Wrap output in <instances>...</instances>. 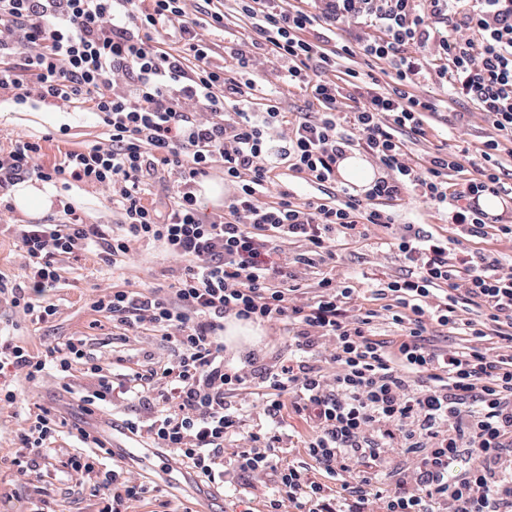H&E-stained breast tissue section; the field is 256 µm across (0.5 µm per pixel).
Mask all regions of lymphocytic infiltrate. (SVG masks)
I'll return each mask as SVG.
<instances>
[{
	"instance_id": "lymphocytic-infiltrate-1",
	"label": "lymphocytic infiltrate",
	"mask_w": 512,
	"mask_h": 512,
	"mask_svg": "<svg viewBox=\"0 0 512 512\" xmlns=\"http://www.w3.org/2000/svg\"><path fill=\"white\" fill-rule=\"evenodd\" d=\"M133 2L0 0V93L18 105L37 100L95 112L108 130L107 145L67 151L48 169L36 162L39 143L15 140L0 154V195L26 174L71 180L111 191L122 216L110 233L83 223L67 202L49 223L19 225L28 280L0 276V302L50 322L57 309L39 297L61 278L58 258L91 252L117 270L134 243H157L187 262L169 288H105L91 307L110 314L121 335L160 336L171 354L116 376L80 337L38 354L0 341V371L14 369L30 383L48 367L63 380L81 373L92 381L78 396L89 416L117 399L152 401L158 415L126 420L130 434L219 487L224 449L233 446L241 472L273 479L265 512H512V270L495 255L464 244L452 249L405 228L395 245L407 274L373 290L402 332L394 350L372 335L379 311L348 315L351 281L326 275L307 302L293 300L301 271L335 263L334 243L366 240L369 225L391 228L395 206L411 193L446 210L449 223L471 236L491 230L512 238L511 219L473 205L506 193L499 154L512 145V0H238L253 36L250 49L232 57L244 66L253 49L264 50L284 84L308 92L317 111L295 121L277 100L260 99L255 81L211 64L185 0H146L139 9ZM343 24L355 32L339 47L329 32ZM169 35L178 50L165 49ZM358 52L385 63L388 84L337 71L338 59ZM23 70L32 81L20 78ZM432 80L451 99L471 101L497 132L457 189L448 176L463 172V152L440 148L418 162L401 140L425 136L423 115L437 106L416 88ZM346 86L355 96L342 113ZM279 125L288 133L277 140L271 131ZM354 149L381 171L362 195L348 192L333 204L285 189L277 201H261L280 165L305 182L332 185ZM215 163L235 194L205 219L194 185ZM162 171L176 175L177 189L160 209L146 197L150 177ZM283 240L302 252L275 260ZM474 307L495 324L506 352L431 343L432 323L485 338L466 317ZM230 317L282 322L288 360L247 370L226 365ZM325 343L331 375L315 357ZM251 385L263 391L267 423L249 429L244 409L227 397ZM287 395L312 423L305 464L283 458L288 435L279 414ZM64 425L50 409L28 411L11 461L19 476L44 469ZM75 438L66 466L88 477L97 512H128L145 497L144 482L108 466L112 451L98 431L79 425ZM397 448L411 454L412 466L395 475L388 460ZM352 471L356 479L347 480Z\"/></svg>"
}]
</instances>
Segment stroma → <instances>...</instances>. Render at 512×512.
Here are the masks:
<instances>
[{"label": "stroma", "mask_w": 512, "mask_h": 512, "mask_svg": "<svg viewBox=\"0 0 512 512\" xmlns=\"http://www.w3.org/2000/svg\"><path fill=\"white\" fill-rule=\"evenodd\" d=\"M457 125L454 111H441L427 118V135L417 138L405 135L406 148L412 156L421 157L445 145L452 128ZM37 140L42 146L39 165L50 168L58 163L68 150H84L108 140L105 127L90 112H69L48 103L16 107L12 102L0 100V151L9 150L18 138ZM54 202L48 215H27L6 206L0 199V275L9 279H23L27 273L26 259L18 247L16 227L36 224L45 217H57L63 202H70L87 224L112 226L120 221V214L112 204L110 191L87 184L73 185L63 190L52 187ZM415 225L426 234L443 238H457L458 232L448 224L444 214L429 202L417 196L406 197L393 229L370 227L369 245L348 244L338 249L339 258L334 269L337 279L360 281L362 274L380 280L404 274L406 267L394 248L378 247V240H391L393 234L403 232L405 225ZM61 279L56 288L47 292L45 301L55 304L57 314L48 323H37L24 314L0 304V327L5 328L8 340L30 351L43 350L50 343L70 337L89 341L94 353L102 361L118 355H132L143 359L150 355L163 358L168 350L160 337L143 333L130 337L128 342L116 340L112 334V319L108 314L93 311L90 300L96 287L141 290L167 286L178 277L185 263L171 258L157 244H135L119 277L105 278L93 255L82 254L62 259ZM0 378L15 380L26 391L27 406L40 405L61 412L67 420L79 415L77 405L71 404L68 393L63 392L54 370L48 369L36 383L24 377L12 376L10 371L0 372ZM148 403L144 400H117L107 405L97 418V424L108 438L121 463L139 474L149 484L145 499L134 503L130 512H163L162 501H170L178 512L182 507L206 504L209 512H260L262 502L270 492L269 479L251 480L250 477L227 471L223 493L204 496L186 468H173L161 456L141 449L139 443L129 439L123 429L125 419L144 415ZM21 424L15 410L0 411V512H28L30 502L47 499L51 512H95V499L90 482L81 474L64 472L63 464L76 448L74 438L59 439L52 453V464L40 474L17 477L9 461L18 449L17 433Z\"/></svg>", "instance_id": "obj_1"}]
</instances>
